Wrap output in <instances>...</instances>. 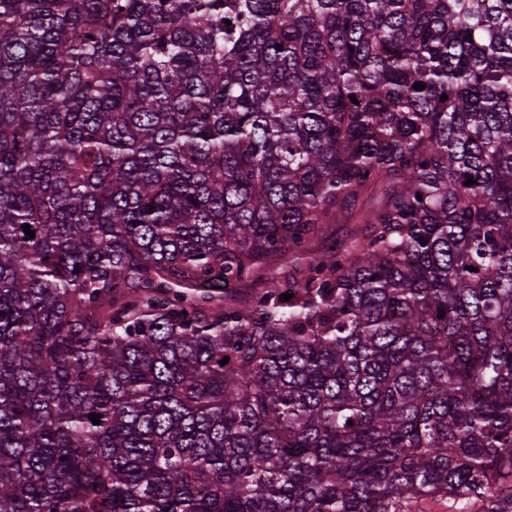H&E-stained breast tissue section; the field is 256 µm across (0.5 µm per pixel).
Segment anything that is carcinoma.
I'll return each instance as SVG.
<instances>
[{
  "instance_id": "1",
  "label": "carcinoma",
  "mask_w": 512,
  "mask_h": 512,
  "mask_svg": "<svg viewBox=\"0 0 512 512\" xmlns=\"http://www.w3.org/2000/svg\"><path fill=\"white\" fill-rule=\"evenodd\" d=\"M460 499L512 512V0H0V512Z\"/></svg>"
}]
</instances>
